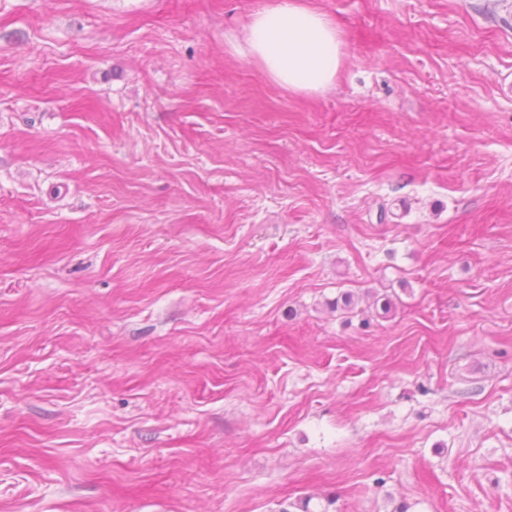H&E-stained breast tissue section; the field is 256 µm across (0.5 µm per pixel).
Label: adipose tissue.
<instances>
[{"label":"adipose tissue","instance_id":"adipose-tissue-1","mask_svg":"<svg viewBox=\"0 0 512 512\" xmlns=\"http://www.w3.org/2000/svg\"><path fill=\"white\" fill-rule=\"evenodd\" d=\"M234 49L294 93L332 87L344 56L339 27L310 0H265L251 14Z\"/></svg>","mask_w":512,"mask_h":512}]
</instances>
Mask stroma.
Segmentation results:
<instances>
[{
  "mask_svg": "<svg viewBox=\"0 0 512 512\" xmlns=\"http://www.w3.org/2000/svg\"><path fill=\"white\" fill-rule=\"evenodd\" d=\"M262 2L0 0V512H512V0ZM232 48L272 82L294 93L332 87L343 64L336 22L310 0H265Z\"/></svg>",
  "mask_w": 512,
  "mask_h": 512,
  "instance_id": "stroma-1",
  "label": "stroma"
}]
</instances>
